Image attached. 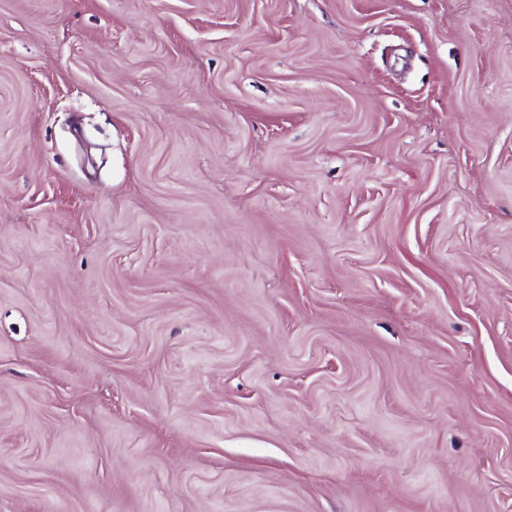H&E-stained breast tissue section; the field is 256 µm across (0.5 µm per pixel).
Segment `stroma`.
Listing matches in <instances>:
<instances>
[{"instance_id": "35a3bbf8", "label": "stroma", "mask_w": 512, "mask_h": 512, "mask_svg": "<svg viewBox=\"0 0 512 512\" xmlns=\"http://www.w3.org/2000/svg\"><path fill=\"white\" fill-rule=\"evenodd\" d=\"M0 512H512V0H0Z\"/></svg>"}]
</instances>
